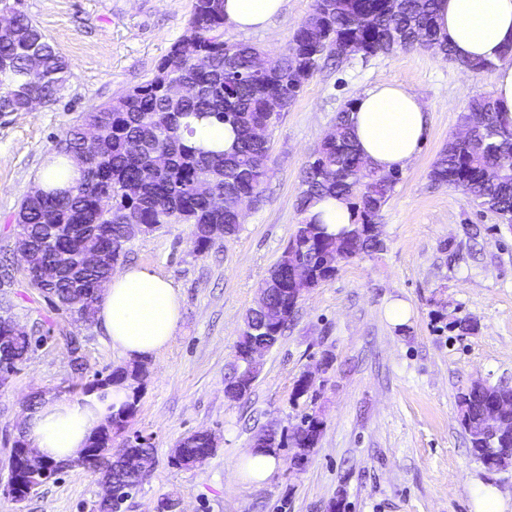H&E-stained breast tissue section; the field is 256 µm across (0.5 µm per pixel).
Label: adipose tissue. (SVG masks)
<instances>
[{
  "instance_id": "1",
  "label": "adipose tissue",
  "mask_w": 512,
  "mask_h": 512,
  "mask_svg": "<svg viewBox=\"0 0 512 512\" xmlns=\"http://www.w3.org/2000/svg\"><path fill=\"white\" fill-rule=\"evenodd\" d=\"M285 0H224V19L241 31L267 29ZM437 24L447 36L458 65L491 60L494 98L512 117V0H438ZM354 141L362 156L386 173L408 166L418 154L428 125L420 97L397 84L380 83L355 100ZM97 318L114 347L128 361H140L164 348L181 319V297L171 281L149 269L126 267L106 284ZM128 389L112 387L107 399L47 401L27 412L23 434L45 460L78 455L92 430L104 424L107 404L127 400Z\"/></svg>"
}]
</instances>
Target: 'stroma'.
Wrapping results in <instances>:
<instances>
[{"instance_id":"1","label":"stroma","mask_w":512,"mask_h":512,"mask_svg":"<svg viewBox=\"0 0 512 512\" xmlns=\"http://www.w3.org/2000/svg\"><path fill=\"white\" fill-rule=\"evenodd\" d=\"M313 0H287L265 31L225 28L276 55L311 12ZM26 13L69 61L57 101L34 112H0V297L23 326L52 318L53 334L0 388V483L30 397H81L95 373L125 356L100 324H73L51 311L18 271L16 226L22 196L41 178L52 147L90 106L150 80L159 60L187 30L192 0H20ZM394 83L417 93L429 129L382 212L383 250L340 264L336 275L307 293L262 372L239 400L224 394L235 342L258 288L293 235L302 169L339 112L364 90ZM493 89L492 72L476 74L430 50L399 51L342 64H321L271 137L270 178L261 201L246 211L239 233L197 253L192 227L169 224L127 243L126 264L169 278L182 318L171 341L149 357L150 375L113 447L139 432L152 436L153 464L123 512H154L166 495L182 512H476V487L496 489L512 512V471L484 468L469 453L457 396L473 382L512 384V228L470 202L461 190L433 184L431 167L458 115L478 93ZM405 305L395 323L393 305ZM476 320L474 333L448 332L449 316ZM82 348L71 354L66 333ZM315 397L291 403L303 373ZM324 421L319 444L303 468L291 451L261 485L236 480L241 454L261 431L286 433L301 408ZM208 431L217 447L196 467L170 465L175 442ZM105 491L93 470H68L22 503L0 497V512H94Z\"/></svg>"}]
</instances>
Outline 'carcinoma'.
Returning <instances> with one entry per match:
<instances>
[{"instance_id": "carcinoma-1", "label": "carcinoma", "mask_w": 512, "mask_h": 512, "mask_svg": "<svg viewBox=\"0 0 512 512\" xmlns=\"http://www.w3.org/2000/svg\"><path fill=\"white\" fill-rule=\"evenodd\" d=\"M436 0H314L312 10L280 51L279 71L252 73L254 44L224 41V0H194L188 23L190 39L175 42L160 60L154 77L126 94L93 106L61 136L52 153L60 158L50 183L37 185L20 201L14 215L17 234L26 244L24 270L56 266L64 272L50 280L32 278L55 311L83 325L95 321L102 295L100 280H109L126 258V244L136 236L134 225L153 232L165 224L193 226L195 250L204 253L235 236L241 200L263 193L269 178L270 134L280 113L270 101L294 102L321 61L342 63L353 55L365 58L414 49H433L450 57L447 38L436 23ZM69 64L46 35L23 13H13L10 32L0 35V112L27 111L31 96L53 101L64 89ZM186 82L189 97L174 98L166 87ZM351 109L336 121L302 169L296 210L301 222L261 284L267 302L246 313L235 344V364L224 390L244 397L261 367L248 359L260 336L276 344L294 318L304 293L336 274L350 258L381 249V213L398 180L372 170L352 140ZM468 140L454 139L439 153L429 177L439 185L460 187L472 202L512 226V121L493 95L474 96L458 117ZM231 127L230 149L210 148L196 140V124ZM91 129L97 150L71 175L68 160L83 151ZM333 196L348 202L352 223L332 233L309 214L317 200ZM448 331L460 335L477 329L470 317L448 319ZM52 332L47 321L16 334L17 364L25 363ZM148 372L143 361L112 369L93 379L94 390L106 396L114 385L131 395L107 406L115 429L134 414ZM499 405L512 427V386L475 383L459 396L461 423L469 435L470 454L485 468L512 467V434L502 438L499 452L489 451L480 435L485 411ZM319 414L304 413L288 437L254 447L271 451L294 449L295 465L308 461L321 437ZM216 441L199 432L184 435L170 451V462L190 469L198 454H212ZM154 446L123 449L112 455L108 476L118 486L112 499L96 504V512H121L151 467Z\"/></svg>"}]
</instances>
